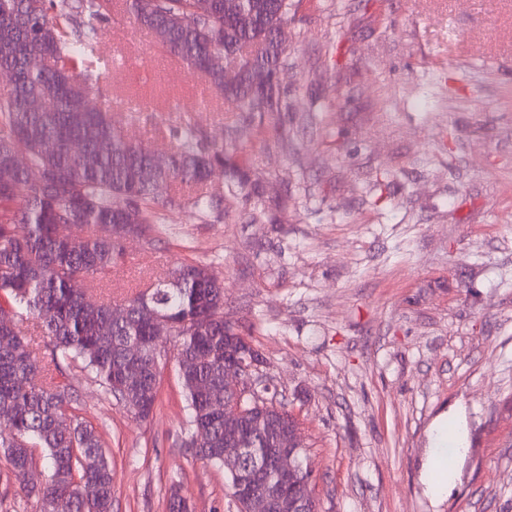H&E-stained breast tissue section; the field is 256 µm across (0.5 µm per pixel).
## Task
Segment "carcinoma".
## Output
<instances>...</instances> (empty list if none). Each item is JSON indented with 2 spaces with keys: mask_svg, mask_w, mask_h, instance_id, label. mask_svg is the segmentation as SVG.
Instances as JSON below:
<instances>
[{
  "mask_svg": "<svg viewBox=\"0 0 512 512\" xmlns=\"http://www.w3.org/2000/svg\"><path fill=\"white\" fill-rule=\"evenodd\" d=\"M129 0L135 22L156 35L167 56L205 74L224 100L263 121L279 112L276 95L285 53L279 33L291 20L288 0ZM110 0H0V70L11 74L0 92V422L18 440L0 443L16 482L33 465L30 449L44 450L45 485L22 483L41 512H112V461L98 430L75 420L67 428L57 416L74 395L58 379L62 365L75 360L95 375L105 391L124 406L144 403L154 410L160 365L156 350L158 320L178 327L176 355L195 361L180 375L186 422L202 425L209 440L195 456L224 466V336L236 329L224 321V284L207 266L183 263L155 278L127 300V317L112 319V305L91 307L85 282L101 281L120 266V239L90 235L75 238L74 224L166 223L161 209L185 202L201 215L222 211L223 198L185 189L204 183L222 168L240 185L249 183L244 161L210 144L194 125L174 132L176 146L160 153L131 142L112 121L104 100L94 110L87 100L109 71L100 52L102 24ZM229 54L240 71L264 68L269 81L255 87L242 76L228 93L224 68L214 60ZM42 66L34 69L31 60ZM25 159L14 168L15 156ZM174 195L159 200L161 186ZM150 306L147 319L140 306ZM38 320V339L16 330L22 314ZM139 346L131 356L128 346ZM47 353H42V350ZM137 369V384L125 373ZM239 424L246 447L259 454L271 447L266 423L254 418ZM94 465L85 469L83 459Z\"/></svg>",
  "mask_w": 512,
  "mask_h": 512,
  "instance_id": "1",
  "label": "carcinoma"
}]
</instances>
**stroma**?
Here are the masks:
<instances>
[{
  "label": "stroma",
  "mask_w": 512,
  "mask_h": 512,
  "mask_svg": "<svg viewBox=\"0 0 512 512\" xmlns=\"http://www.w3.org/2000/svg\"><path fill=\"white\" fill-rule=\"evenodd\" d=\"M283 103L264 124L163 56L112 0L98 96L134 142L168 148L191 122L247 159L260 197L220 219L178 208L124 239L111 299L186 262L224 282V319L263 354L296 417L318 512H512V0H289ZM169 357L141 421L81 363L64 370L112 461L113 512H238L222 468L187 442ZM457 415L466 449L448 496L421 476L432 423Z\"/></svg>",
  "instance_id": "obj_1"
}]
</instances>
